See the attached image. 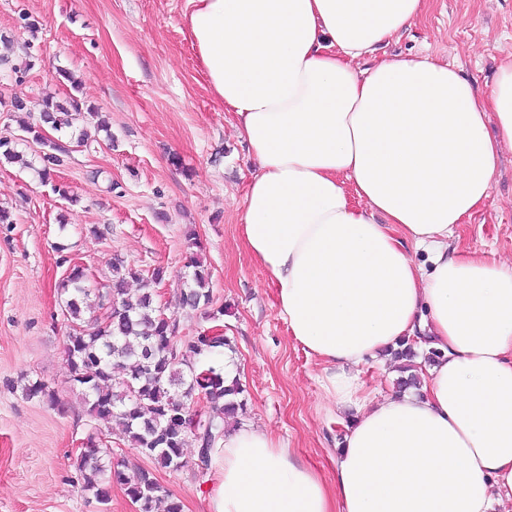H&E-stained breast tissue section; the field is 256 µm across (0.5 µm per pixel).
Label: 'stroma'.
I'll use <instances>...</instances> for the list:
<instances>
[{"label":"stroma","instance_id":"1","mask_svg":"<svg viewBox=\"0 0 512 512\" xmlns=\"http://www.w3.org/2000/svg\"><path fill=\"white\" fill-rule=\"evenodd\" d=\"M186 0H0V55L31 70L8 75L0 66V140L19 157L0 160V512H135L124 485L109 501L87 504L76 456L88 437L111 445L113 460L152 469L183 512H206L215 471L198 473L193 448L171 471L121 439L110 422L92 418L71 386L59 282L61 256L107 283L120 256L151 275L167 313L183 335L224 329L241 372L245 417L289 444L295 457L325 480L343 428L320 386L323 367L288 334L263 268L240 235V214L256 162L234 128L232 113L209 89L184 24ZM38 18L30 33L23 15ZM512 52V0H426L424 12L377 58L428 56L455 66L480 94L489 93L503 56ZM81 83L79 97L98 108L108 131L87 124L86 146L66 144L64 164L45 182L42 145L23 138L11 102L65 100L64 72ZM66 185L69 198L52 190ZM65 245L58 253L56 245ZM450 252H494L512 263V150L504 151L479 212L460 225ZM211 276L218 320L182 309L178 298L190 257ZM45 381L56 404L27 396Z\"/></svg>","mask_w":512,"mask_h":512}]
</instances>
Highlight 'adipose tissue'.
Segmentation results:
<instances>
[{"instance_id":"ef3b65f1","label":"adipose tissue","mask_w":512,"mask_h":512,"mask_svg":"<svg viewBox=\"0 0 512 512\" xmlns=\"http://www.w3.org/2000/svg\"><path fill=\"white\" fill-rule=\"evenodd\" d=\"M187 4L209 88L257 161L243 241L347 416L329 484L266 429L230 426L208 512H505L512 264L448 239L512 149V53L481 95L428 57L359 68L424 0ZM405 338L438 354L419 387L364 395L359 365Z\"/></svg>"}]
</instances>
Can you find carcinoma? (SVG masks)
I'll list each match as a JSON object with an SVG mask.
<instances>
[{"label": "carcinoma", "instance_id": "1", "mask_svg": "<svg viewBox=\"0 0 512 512\" xmlns=\"http://www.w3.org/2000/svg\"><path fill=\"white\" fill-rule=\"evenodd\" d=\"M74 93L64 102L51 94L39 103V118L25 122L21 130L32 140L50 147L41 156L42 179L48 180L63 164L60 145L44 140L42 128L53 131L70 128L89 114L97 118V126L105 121L91 106H80L75 95L79 83L67 76ZM189 287L181 290L179 303L190 310L207 309L212 305L210 273L196 260L191 261ZM162 271H155L146 279L136 268L119 260L112 263V279L101 287L89 285L83 270L74 267L58 285L65 316L71 323L66 336L65 354L69 363L73 386L88 398L89 413L98 419L111 420L122 440L151 458L163 468H177L183 458V448L194 445L205 451L203 462L211 467V451L215 440L223 437L226 429L243 415L244 404L239 381L224 385V369L215 362L224 339L210 342L206 336H177L172 331L166 314L157 302L154 285L162 281ZM131 280L141 282L139 293H127ZM154 346L151 359L142 356L144 350ZM400 361L404 374V387L419 386L418 374L413 372L416 357L412 345L402 340L391 350ZM208 369L215 379L204 387L205 400L218 413L203 412L195 428L184 424L193 420L189 414V395L197 386L196 375ZM89 446L77 455V468L83 478V490L98 504L108 500L112 481L126 486L128 495L139 504L140 512H155L165 502V512H182V505L172 494L156 483L152 473L137 467L128 470L121 463L112 466L110 452Z\"/></svg>", "mask_w": 512, "mask_h": 512}]
</instances>
